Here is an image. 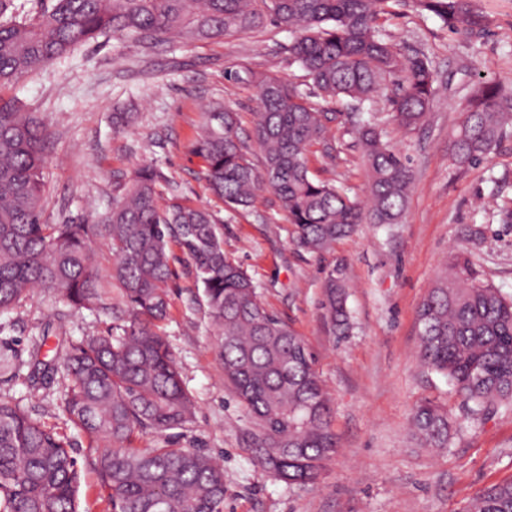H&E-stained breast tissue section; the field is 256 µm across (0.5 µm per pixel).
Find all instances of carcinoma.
<instances>
[{"label":"carcinoma","instance_id":"carcinoma-1","mask_svg":"<svg viewBox=\"0 0 512 512\" xmlns=\"http://www.w3.org/2000/svg\"><path fill=\"white\" fill-rule=\"evenodd\" d=\"M0 0V313L33 288H53L72 306L102 310L99 275L89 243L101 238L115 257L113 284L129 318L112 332L59 338L55 356L30 351V382L60 377L63 411L86 439L85 464L97 475L109 512H223L224 471L199 448H137L149 433L182 429L194 414L173 352L160 333L176 277L171 246L186 256L201 284L202 303L217 326L224 377L253 424L257 463L288 485L316 483L337 451L331 399L304 338L269 313L252 278L224 252L214 214L205 206L163 197L166 179L137 169L123 197L99 224H48L41 197L46 130L33 112L3 90L32 71L100 35L191 43L226 38L264 25L295 34L290 52L322 96L355 110L388 82L394 116L416 128L429 111L435 73L418 53L401 52L377 26L389 0H51L24 22ZM421 10L456 29L481 26L471 0H417ZM260 109L245 133L232 109L204 113L194 142L211 192L231 209H249L272 192L293 225L291 244L322 255L356 225L396 224L412 176L377 126L354 128L369 178V205L344 188L310 176L311 146L326 141L329 113L296 86L254 75ZM512 123V97L481 83L470 98L452 145L462 166L479 162ZM262 154L249 158V141ZM416 311L418 356L453 386L468 412L512 411V296L486 281L459 252ZM326 307L332 326L348 316L344 285L331 271ZM413 428L428 448H446L453 422L442 405L424 400ZM82 468L73 444L23 406L0 402V512H79ZM467 512H512V480L480 491Z\"/></svg>","mask_w":512,"mask_h":512}]
</instances>
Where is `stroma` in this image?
Here are the masks:
<instances>
[{"label":"stroma","instance_id":"35a3bbf8","mask_svg":"<svg viewBox=\"0 0 512 512\" xmlns=\"http://www.w3.org/2000/svg\"><path fill=\"white\" fill-rule=\"evenodd\" d=\"M483 25L452 29L419 12L413 0H392L378 26L402 51L422 52L437 74L431 108L416 129H402L387 94L369 112L349 113L323 98L294 63L293 37L272 23L252 32L188 45H148L120 35L77 46L29 74L10 93L44 121L49 138L44 168L47 223L94 219L120 198L138 168L159 169L188 203L213 210L224 250L257 286L259 299L308 343L332 400L338 451L312 486L275 480L253 459L244 409L224 381L211 321L193 299L194 279L177 266L169 316L161 325L196 413L185 428L137 440L140 448H200L224 470V512H465L483 488L512 479V413L473 419L447 379L417 356L416 310L451 256L468 250L476 268L512 295V126L478 165L455 163L451 142L467 98L481 80L512 90V0H473ZM298 85L317 107L335 113L334 148L313 147L315 179L347 190L359 203L369 197L366 165L351 131L360 119L383 129L390 146L408 160L412 184L396 224L358 225L329 252H296L293 231L273 194L253 208L231 210L208 190L203 162L193 152L202 113L227 104L251 131L258 106L253 74ZM481 229L479 242L469 240ZM106 311L77 310L48 288L32 290L0 314V347L29 353L39 339L55 347L57 333L75 338L107 334L125 305L112 285V251L93 245ZM345 283L351 327L333 332L323 303L332 268ZM30 368L0 377V402L21 403L46 426L76 443L84 438L61 409L65 384L38 386ZM445 405L460 424L448 448L435 453L414 433L411 413L421 400Z\"/></svg>","mask_w":512,"mask_h":512}]
</instances>
